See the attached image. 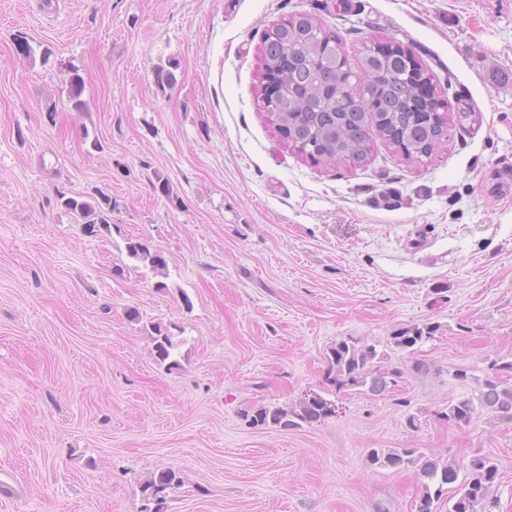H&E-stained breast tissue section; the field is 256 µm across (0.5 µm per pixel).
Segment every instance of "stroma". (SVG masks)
<instances>
[{
    "instance_id": "35a3bbf8",
    "label": "stroma",
    "mask_w": 512,
    "mask_h": 512,
    "mask_svg": "<svg viewBox=\"0 0 512 512\" xmlns=\"http://www.w3.org/2000/svg\"><path fill=\"white\" fill-rule=\"evenodd\" d=\"M302 13L353 72L371 43L411 51L448 105L431 157L378 137L364 164H328L281 141L262 45ZM97 190L119 207L91 235L57 195ZM424 323L433 340L392 345ZM348 337L400 370L393 390L326 381ZM495 360H512V0H0V512H141L166 467L183 479L166 512H412L413 472L372 448L463 476L489 458L512 512V424L438 417ZM314 396L334 411L312 425L244 417ZM126 251L131 259L148 262L153 269L162 271L166 268V260L159 252H152L149 246L139 238H127ZM150 329L157 358L164 362L170 358L172 350L175 349L177 343L173 340V336L169 333L168 329L161 323L151 324Z\"/></svg>"
}]
</instances>
